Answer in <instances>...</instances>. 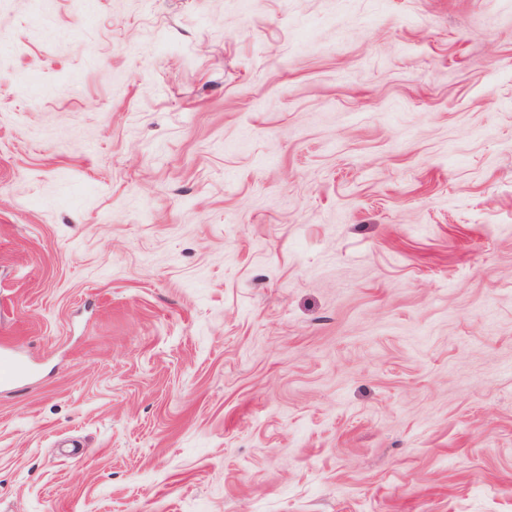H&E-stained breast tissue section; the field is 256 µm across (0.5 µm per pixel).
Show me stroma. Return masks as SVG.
Segmentation results:
<instances>
[{
	"label": "stroma",
	"instance_id": "1",
	"mask_svg": "<svg viewBox=\"0 0 512 512\" xmlns=\"http://www.w3.org/2000/svg\"><path fill=\"white\" fill-rule=\"evenodd\" d=\"M0 512H512V0H0ZM33 375V369L0 348V392L16 387L24 378Z\"/></svg>",
	"mask_w": 512,
	"mask_h": 512
}]
</instances>
